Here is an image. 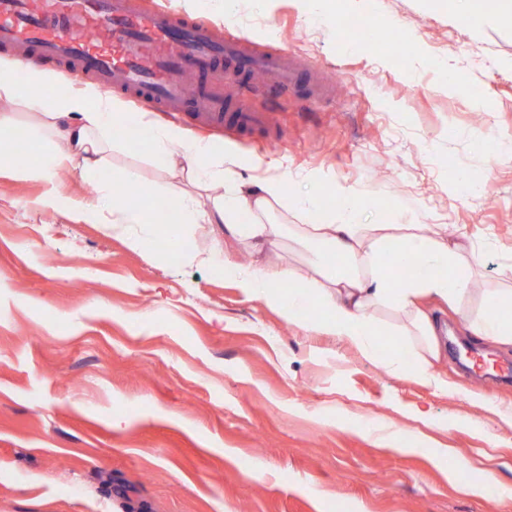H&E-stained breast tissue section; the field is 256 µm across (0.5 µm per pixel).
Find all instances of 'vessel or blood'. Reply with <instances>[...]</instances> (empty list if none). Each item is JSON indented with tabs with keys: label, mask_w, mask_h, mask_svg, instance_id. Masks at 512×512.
I'll list each match as a JSON object with an SVG mask.
<instances>
[{
	"label": "vessel or blood",
	"mask_w": 512,
	"mask_h": 512,
	"mask_svg": "<svg viewBox=\"0 0 512 512\" xmlns=\"http://www.w3.org/2000/svg\"><path fill=\"white\" fill-rule=\"evenodd\" d=\"M0 46L18 49L21 66L53 63L147 110L186 112L200 127L240 135L271 129L269 113L250 95L271 86L306 100L327 92L315 64L215 34L208 20L140 0H0ZM187 74L199 81L191 97ZM227 81L245 82L248 95L224 96Z\"/></svg>",
	"instance_id": "1"
}]
</instances>
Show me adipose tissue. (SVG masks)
I'll list each match as a JSON object with an SVG mask.
<instances>
[{
	"label": "adipose tissue",
	"instance_id": "obj_1",
	"mask_svg": "<svg viewBox=\"0 0 512 512\" xmlns=\"http://www.w3.org/2000/svg\"><path fill=\"white\" fill-rule=\"evenodd\" d=\"M16 67L15 60L0 58V98L36 112L40 135L65 141L68 154L50 151L36 159L1 153L0 164L46 178L68 159L90 176L106 161L111 148L106 134L116 123H144L142 113L128 111L122 100L93 85L57 90L55 73L41 67L31 69L27 86H18ZM146 149L159 170L187 173L199 188L222 189L209 208L188 192L171 197L167 211L173 220L167 236L174 243H182L205 225L220 224L225 238L259 251L280 234L278 225L265 221L272 209L301 216L291 232L301 244L314 247L315 276L302 278L292 268L271 272L243 264L223 257L217 248L188 255L234 280L247 298L282 308L298 328L336 336L384 371L438 387L443 384L434 370L439 343L436 328L421 307L423 299L447 305L478 339L512 345V261L500 266L496 288L476 295L481 257L449 237L447 225L366 224L361 219L363 202L355 196L340 194L339 208L328 209L316 194H289L286 177L247 180L242 175L245 162L223 146L190 140L178 125L151 128ZM138 181L131 168L114 175L93 201L84 204L86 217L96 221L106 216L114 225L156 223L154 210L141 195L129 191ZM316 307L321 315H313ZM379 311L394 315L392 333L408 340V347H379L374 320Z\"/></svg>",
	"mask_w": 512,
	"mask_h": 512
}]
</instances>
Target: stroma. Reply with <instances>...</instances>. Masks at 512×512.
<instances>
[{
	"instance_id": "1",
	"label": "stroma",
	"mask_w": 512,
	"mask_h": 512,
	"mask_svg": "<svg viewBox=\"0 0 512 512\" xmlns=\"http://www.w3.org/2000/svg\"><path fill=\"white\" fill-rule=\"evenodd\" d=\"M500 0L451 16L437 0L342 4L318 21L297 0H238L237 17L197 13L224 33L320 65L330 97L271 90L283 135L188 136L258 163L289 188L323 174L363 200L362 220L444 224L484 257L480 288L512 259V19ZM380 21L386 38H372ZM126 168L146 188L186 189L120 138L88 177L0 167V512H512V425L476 400L512 406V381L466 365L512 363L423 300L443 336L440 389L393 376L332 336L246 298L208 267L135 249L79 208ZM310 251L280 236L260 258L311 276ZM418 428L470 468L376 440V423ZM490 484L487 494L464 485Z\"/></svg>"
}]
</instances>
